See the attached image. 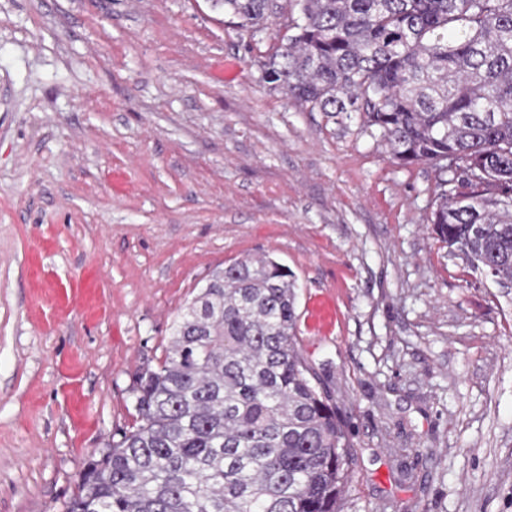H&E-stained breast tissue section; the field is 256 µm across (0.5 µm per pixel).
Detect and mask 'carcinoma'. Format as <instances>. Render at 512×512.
I'll return each mask as SVG.
<instances>
[{"label":"carcinoma","instance_id":"obj_1","mask_svg":"<svg viewBox=\"0 0 512 512\" xmlns=\"http://www.w3.org/2000/svg\"><path fill=\"white\" fill-rule=\"evenodd\" d=\"M260 31L279 0H211ZM260 62L320 112H359L400 164L448 175L431 233L512 288V0H295ZM466 174L448 170V160ZM298 285L262 254L214 271L140 368L135 422L80 475L65 512H340L347 426L297 346Z\"/></svg>","mask_w":512,"mask_h":512}]
</instances>
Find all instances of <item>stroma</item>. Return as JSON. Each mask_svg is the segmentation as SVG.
I'll return each instance as SVG.
<instances>
[{
	"label": "stroma",
	"mask_w": 512,
	"mask_h": 512,
	"mask_svg": "<svg viewBox=\"0 0 512 512\" xmlns=\"http://www.w3.org/2000/svg\"><path fill=\"white\" fill-rule=\"evenodd\" d=\"M210 0H0V512H64L209 275L268 254L349 425L342 512H512V288Z\"/></svg>",
	"instance_id": "35a3bbf8"
}]
</instances>
